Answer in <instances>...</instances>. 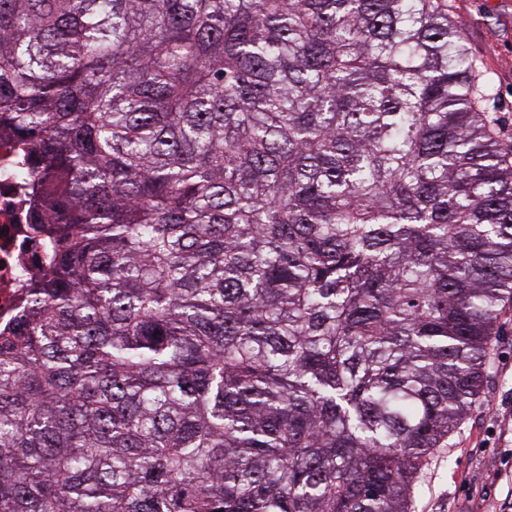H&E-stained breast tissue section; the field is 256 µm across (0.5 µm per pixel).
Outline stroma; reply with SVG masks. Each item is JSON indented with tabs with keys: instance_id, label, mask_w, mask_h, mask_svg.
I'll return each instance as SVG.
<instances>
[{
	"instance_id": "1",
	"label": "stroma",
	"mask_w": 512,
	"mask_h": 512,
	"mask_svg": "<svg viewBox=\"0 0 512 512\" xmlns=\"http://www.w3.org/2000/svg\"><path fill=\"white\" fill-rule=\"evenodd\" d=\"M492 92L486 102L496 137L512 149V0H448ZM478 399L431 458L413 512H490L512 495V304L488 353Z\"/></svg>"
}]
</instances>
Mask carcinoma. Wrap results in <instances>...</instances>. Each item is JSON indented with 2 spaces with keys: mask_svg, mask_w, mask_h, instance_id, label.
Masks as SVG:
<instances>
[{
  "mask_svg": "<svg viewBox=\"0 0 512 512\" xmlns=\"http://www.w3.org/2000/svg\"><path fill=\"white\" fill-rule=\"evenodd\" d=\"M488 91L448 0H0V512H411L512 298ZM28 159L0 139V324L9 325L28 299L30 278L43 262L29 214L37 188Z\"/></svg>",
  "mask_w": 512,
  "mask_h": 512,
  "instance_id": "obj_1",
  "label": "carcinoma"
}]
</instances>
